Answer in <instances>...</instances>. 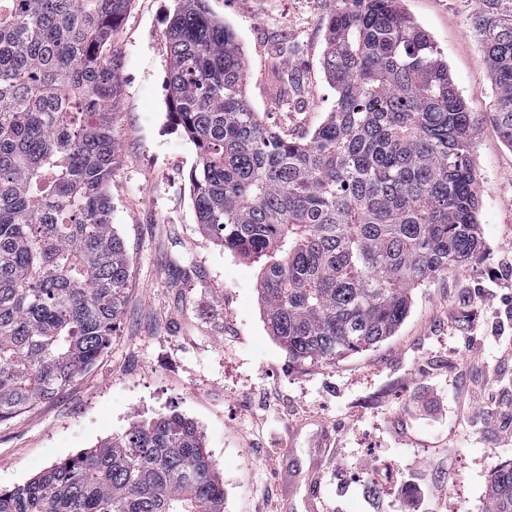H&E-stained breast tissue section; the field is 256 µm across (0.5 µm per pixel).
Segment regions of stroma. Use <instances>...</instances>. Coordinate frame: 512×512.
<instances>
[{
  "label": "stroma",
  "instance_id": "obj_1",
  "mask_svg": "<svg viewBox=\"0 0 512 512\" xmlns=\"http://www.w3.org/2000/svg\"><path fill=\"white\" fill-rule=\"evenodd\" d=\"M235 32L251 108L288 138L312 136L335 91L322 68L335 0H208ZM173 0H133L109 44L121 61L108 192L130 261L128 297L96 364L55 398L0 424V487L121 435L136 419L194 420L224 481V512H285L284 469L305 466L330 433L321 512H420L434 483L441 512H485L494 466L512 463V148L476 126L483 257L416 289L396 334L332 364L292 363L258 302L262 264L224 250L198 224L194 145L168 112L164 32ZM435 43L470 111L485 112L490 72L476 0H402ZM292 45L305 89L277 107L271 54ZM297 431L294 450L283 443ZM394 484L373 486L375 466Z\"/></svg>",
  "mask_w": 512,
  "mask_h": 512
}]
</instances>
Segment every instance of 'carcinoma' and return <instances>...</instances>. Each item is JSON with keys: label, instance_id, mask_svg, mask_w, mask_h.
Instances as JSON below:
<instances>
[{"label": "carcinoma", "instance_id": "carcinoma-1", "mask_svg": "<svg viewBox=\"0 0 512 512\" xmlns=\"http://www.w3.org/2000/svg\"><path fill=\"white\" fill-rule=\"evenodd\" d=\"M325 26L331 112L308 140L279 135L245 94L234 32L207 0H175L168 99L199 154L198 223L265 260L258 297L293 363L384 342L413 292L482 256L470 112L400 0H340ZM481 5L493 76L485 114L512 147V10ZM132 0H0V424L48 400L107 347L129 258L111 221L121 88L104 53ZM486 512H512V463ZM0 512H224V484L189 418L135 421L28 481Z\"/></svg>", "mask_w": 512, "mask_h": 512}]
</instances>
